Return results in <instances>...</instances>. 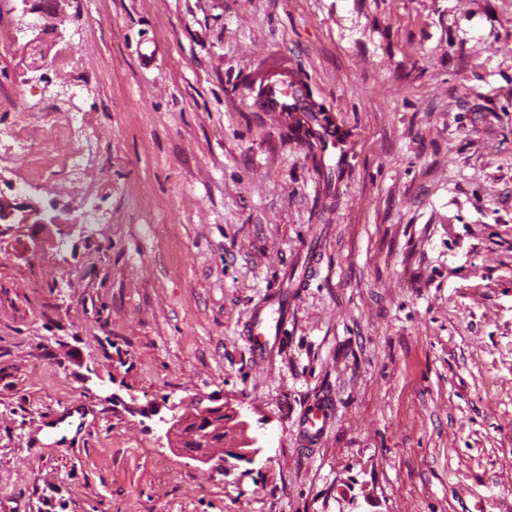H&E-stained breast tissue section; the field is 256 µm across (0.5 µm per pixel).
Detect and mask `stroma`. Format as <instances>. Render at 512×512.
<instances>
[{"mask_svg":"<svg viewBox=\"0 0 512 512\" xmlns=\"http://www.w3.org/2000/svg\"><path fill=\"white\" fill-rule=\"evenodd\" d=\"M14 4L0 200L56 222L0 235V512H512V0H61L43 81ZM283 59L338 181L261 107ZM197 403L253 462L174 452ZM326 124H320L318 118L313 113H306L303 124H300L298 131H301L306 142L311 144L312 142L319 143L322 140V136H330L336 138L337 141L342 139L343 133L340 132L339 127H332V123L328 118H324ZM249 336H252V354L256 362L263 363L270 348L268 336L273 334L274 340H277L281 332L280 316L273 326L256 312L252 313L246 321ZM229 419L228 414L224 413L223 407H202L198 405L196 412L183 414L173 418V422L168 429V433L177 437L176 452L180 451L181 442L187 432L203 433L213 425L224 427V421Z\"/></svg>","mask_w":512,"mask_h":512,"instance_id":"obj_1","label":"stroma"}]
</instances>
